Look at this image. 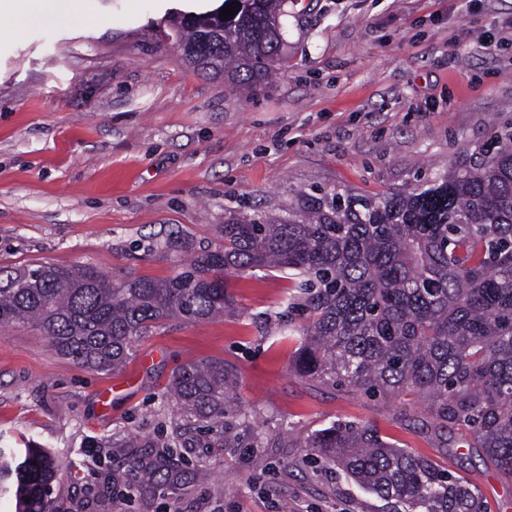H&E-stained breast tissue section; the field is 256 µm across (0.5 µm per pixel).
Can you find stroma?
Returning a JSON list of instances; mask_svg holds the SVG:
<instances>
[{
    "label": "stroma",
    "mask_w": 512,
    "mask_h": 512,
    "mask_svg": "<svg viewBox=\"0 0 512 512\" xmlns=\"http://www.w3.org/2000/svg\"><path fill=\"white\" fill-rule=\"evenodd\" d=\"M84 6L94 25L69 0L21 31L0 16V266L164 279L178 263L169 238L216 247L225 219L284 217L306 195L428 187L512 120V0H297L283 20L288 62L253 90L182 61L168 23L182 0ZM229 291L233 315L153 328L118 373L62 356L34 327L0 328V452L55 453L56 512H390L310 463L305 437L340 418L465 478L492 512L512 500L455 431L424 424L416 395L298 376L285 327L303 313L286 274L246 273ZM209 358L238 368V401L265 423V470L223 432L184 428L170 380ZM128 437L134 447L106 451ZM169 438L177 448L160 454ZM137 460L163 484L142 486Z\"/></svg>",
    "instance_id": "stroma-1"
}]
</instances>
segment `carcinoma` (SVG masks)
Returning <instances> with one entry per match:
<instances>
[{"label": "carcinoma", "mask_w": 512, "mask_h": 512, "mask_svg": "<svg viewBox=\"0 0 512 512\" xmlns=\"http://www.w3.org/2000/svg\"><path fill=\"white\" fill-rule=\"evenodd\" d=\"M181 14L172 30L199 71L257 86L286 63L288 0H238ZM224 245L191 252L161 280L118 282L93 267H0V326L31 324L50 347L100 371L120 370L161 321H204L234 306L228 280L253 269L301 279L307 317L293 367L354 394L422 401L427 422L455 429L512 482V123L424 190L375 199L336 193L306 200L285 220L224 222ZM236 367L222 359L181 366L170 395L188 425L243 418L242 448L263 425L241 411ZM308 459L333 464L397 512H488L480 491L377 429L338 420L307 437ZM60 463L41 448L0 461L15 478V512H55Z\"/></svg>", "instance_id": "obj_1"}]
</instances>
